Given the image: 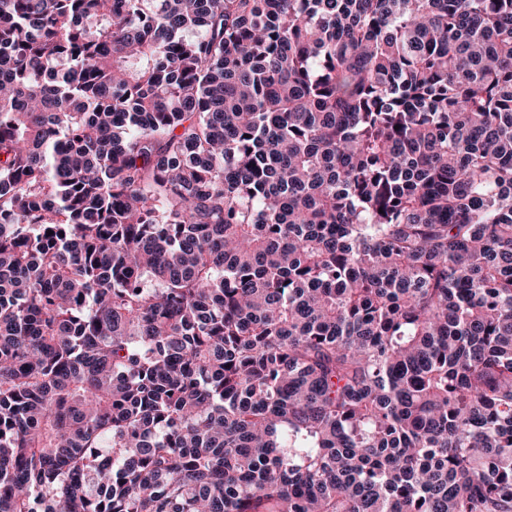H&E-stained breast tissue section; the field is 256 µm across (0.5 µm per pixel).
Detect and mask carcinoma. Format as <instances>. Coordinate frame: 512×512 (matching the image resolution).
I'll list each match as a JSON object with an SVG mask.
<instances>
[{"instance_id": "1", "label": "carcinoma", "mask_w": 512, "mask_h": 512, "mask_svg": "<svg viewBox=\"0 0 512 512\" xmlns=\"http://www.w3.org/2000/svg\"><path fill=\"white\" fill-rule=\"evenodd\" d=\"M0 512H512V0H0Z\"/></svg>"}]
</instances>
